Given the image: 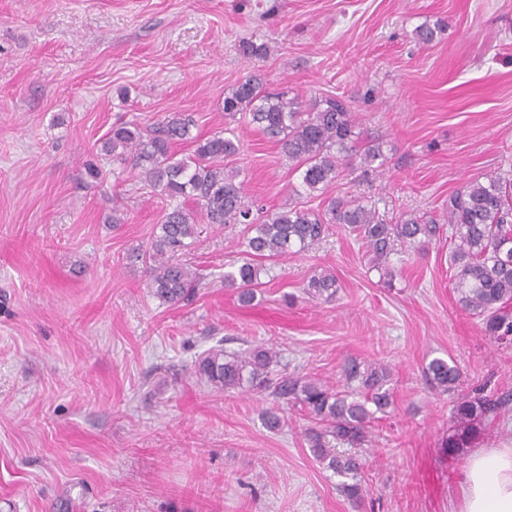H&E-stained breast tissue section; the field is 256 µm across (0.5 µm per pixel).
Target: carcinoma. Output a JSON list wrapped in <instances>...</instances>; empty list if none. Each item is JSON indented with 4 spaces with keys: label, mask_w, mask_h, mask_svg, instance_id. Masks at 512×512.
<instances>
[{
    "label": "carcinoma",
    "mask_w": 512,
    "mask_h": 512,
    "mask_svg": "<svg viewBox=\"0 0 512 512\" xmlns=\"http://www.w3.org/2000/svg\"><path fill=\"white\" fill-rule=\"evenodd\" d=\"M262 79L250 75L224 97V117L246 125L274 141L280 153L301 170L306 191L325 193L343 172L353 167L350 143L355 116L339 96L315 98L305 105L287 91L265 92ZM191 116L174 112L148 126L116 122L102 142V150L136 172L141 188L170 199L190 198L196 209L181 205L165 209L153 237L132 252L147 277V287L162 303H188L203 276L177 260L189 240L200 233L198 217L222 227L244 225L245 257L224 272L222 285L251 303L262 287L264 262L305 252L325 239L334 224L355 234L373 255L377 266L388 261L394 244L423 249L439 233V225L424 215L404 212L395 224L378 219L368 199L332 198L326 209L295 204L265 210L246 199L237 173H224V162L239 152V141L226 128L196 144L193 153L178 159L173 147L190 139ZM448 230L454 268V292L462 308L481 320L482 331L496 343L512 345V179L491 173L471 181L448 197ZM336 276L313 274L304 288L311 299L331 300L338 292ZM280 353L255 345L226 352L221 345L208 349L195 363V374L218 392L255 388L269 407L262 412L269 430L280 428V404L286 403L307 420L304 438L314 457L340 478V492L358 506L364 499L365 467L359 449L371 443L374 424L390 413L393 404L391 371L385 365L348 359L337 387L311 376L278 369ZM429 385L450 393L460 386L453 361L434 358L423 368ZM512 409V393L473 389L453 406L454 432L445 447L459 455L483 418Z\"/></svg>",
    "instance_id": "1"
}]
</instances>
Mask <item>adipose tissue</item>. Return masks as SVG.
Here are the masks:
<instances>
[{
    "label": "adipose tissue",
    "instance_id": "obj_1",
    "mask_svg": "<svg viewBox=\"0 0 512 512\" xmlns=\"http://www.w3.org/2000/svg\"><path fill=\"white\" fill-rule=\"evenodd\" d=\"M460 512H512V448H477L467 460Z\"/></svg>",
    "mask_w": 512,
    "mask_h": 512
}]
</instances>
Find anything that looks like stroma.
I'll use <instances>...</instances> for the list:
<instances>
[{"mask_svg":"<svg viewBox=\"0 0 512 512\" xmlns=\"http://www.w3.org/2000/svg\"><path fill=\"white\" fill-rule=\"evenodd\" d=\"M423 26L438 28L432 43ZM243 40L266 56H243ZM253 74L306 101L348 100L383 160L328 194L372 199L382 219L443 217L467 181L512 174V0H0V512H459L468 457L443 446L451 411L484 381L512 391V346L458 304L447 234L420 252L395 245L388 284L334 226L272 265L248 306L221 286L242 259L238 225L181 254L207 276L186 305L155 298L129 259L168 200L101 154L113 122L189 113L174 153L190 155ZM235 134L247 196L317 206L274 142ZM116 206L127 221L113 226ZM323 269L335 299H306ZM261 343L333 384L346 359L388 365L394 405L363 452L361 506L316 461L298 412L272 432L263 395L196 379L209 348ZM436 357L459 366V393L430 388Z\"/></svg>","mask_w":512,"mask_h":512,"instance_id":"35a3bbf8","label":"stroma"}]
</instances>
